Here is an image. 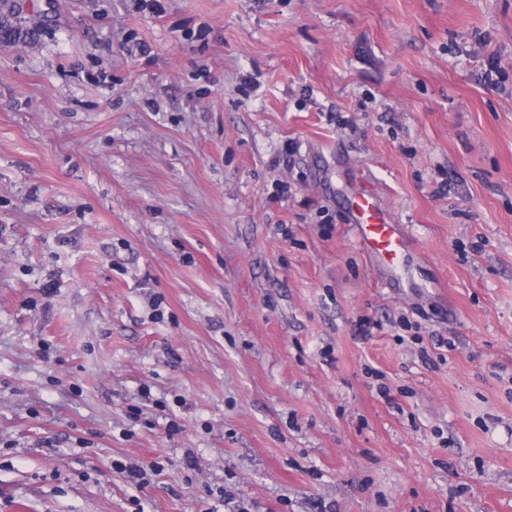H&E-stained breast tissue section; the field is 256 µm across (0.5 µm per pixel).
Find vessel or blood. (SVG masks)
Listing matches in <instances>:
<instances>
[{
    "label": "vessel or blood",
    "mask_w": 512,
    "mask_h": 512,
    "mask_svg": "<svg viewBox=\"0 0 512 512\" xmlns=\"http://www.w3.org/2000/svg\"><path fill=\"white\" fill-rule=\"evenodd\" d=\"M348 209L360 245L382 263L399 267L408 247V234L402 225L391 221L377 191L366 186L354 190Z\"/></svg>",
    "instance_id": "b4317fda"
}]
</instances>
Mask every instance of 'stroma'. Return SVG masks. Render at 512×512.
I'll return each mask as SVG.
<instances>
[{"label":"stroma","instance_id":"stroma-1","mask_svg":"<svg viewBox=\"0 0 512 512\" xmlns=\"http://www.w3.org/2000/svg\"><path fill=\"white\" fill-rule=\"evenodd\" d=\"M160 5L0 47V512H512V0ZM348 209L360 245L382 263L399 267L408 247V234L402 224L390 220L376 189L363 185L354 190Z\"/></svg>","mask_w":512,"mask_h":512}]
</instances>
